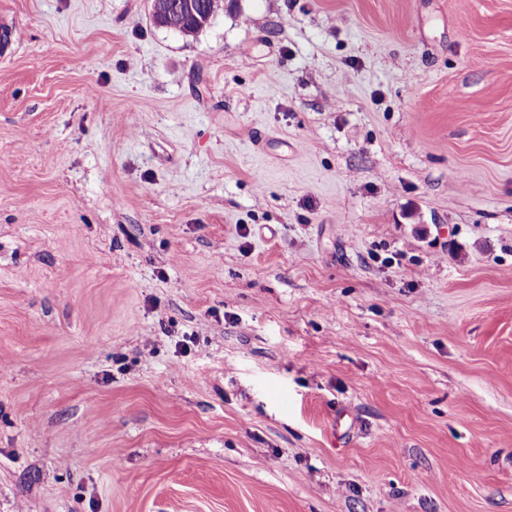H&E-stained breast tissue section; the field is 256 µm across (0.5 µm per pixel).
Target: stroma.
I'll list each match as a JSON object with an SVG mask.
<instances>
[{
    "label": "stroma",
    "mask_w": 512,
    "mask_h": 512,
    "mask_svg": "<svg viewBox=\"0 0 512 512\" xmlns=\"http://www.w3.org/2000/svg\"><path fill=\"white\" fill-rule=\"evenodd\" d=\"M0 512H512V0H0ZM198 15L207 14L213 18L223 7V0H171L172 7L169 9V17L162 22H154L156 25L176 31L183 35H193L202 28L197 24L190 3Z\"/></svg>",
    "instance_id": "obj_1"
}]
</instances>
